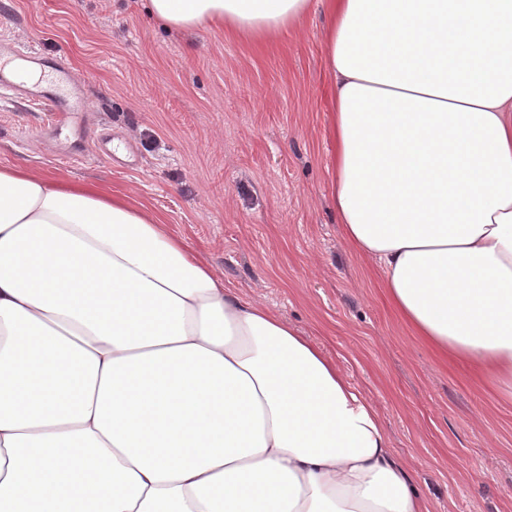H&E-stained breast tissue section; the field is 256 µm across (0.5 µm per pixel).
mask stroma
Returning <instances> with one entry per match:
<instances>
[{
  "mask_svg": "<svg viewBox=\"0 0 512 512\" xmlns=\"http://www.w3.org/2000/svg\"><path fill=\"white\" fill-rule=\"evenodd\" d=\"M328 15L274 40L168 32L143 0H0V43L58 56L87 101L0 94V165L96 182L162 213L242 298L320 342L371 398L431 512H512V401L438 358L345 241L329 164ZM39 84V82H36L29 87L27 97L29 101L44 102L51 107L54 119L48 126H60L69 123L74 119L75 114L86 112L85 103L79 94L69 99L53 88L39 91L37 90Z\"/></svg>",
  "mask_w": 512,
  "mask_h": 512,
  "instance_id": "stroma-1",
  "label": "stroma"
}]
</instances>
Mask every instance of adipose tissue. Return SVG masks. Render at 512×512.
Here are the masks:
<instances>
[{
    "mask_svg": "<svg viewBox=\"0 0 512 512\" xmlns=\"http://www.w3.org/2000/svg\"><path fill=\"white\" fill-rule=\"evenodd\" d=\"M312 0H148L277 38ZM349 246L512 400V0H328ZM0 512H431L325 350L128 195L0 166Z\"/></svg>",
    "mask_w": 512,
    "mask_h": 512,
    "instance_id": "adipose-tissue-1",
    "label": "adipose tissue"
}]
</instances>
